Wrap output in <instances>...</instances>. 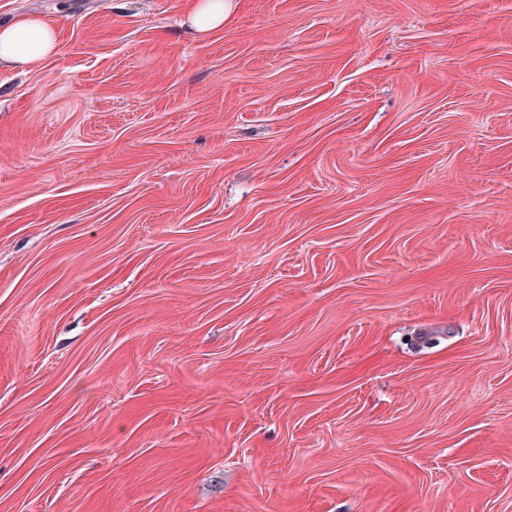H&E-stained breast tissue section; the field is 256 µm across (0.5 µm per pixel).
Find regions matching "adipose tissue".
<instances>
[{
    "label": "adipose tissue",
    "instance_id": "obj_1",
    "mask_svg": "<svg viewBox=\"0 0 512 512\" xmlns=\"http://www.w3.org/2000/svg\"><path fill=\"white\" fill-rule=\"evenodd\" d=\"M61 52L54 28L42 20L24 17L0 28V65L27 66Z\"/></svg>",
    "mask_w": 512,
    "mask_h": 512
}]
</instances>
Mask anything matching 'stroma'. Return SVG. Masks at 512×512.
Segmentation results:
<instances>
[{"mask_svg":"<svg viewBox=\"0 0 512 512\" xmlns=\"http://www.w3.org/2000/svg\"><path fill=\"white\" fill-rule=\"evenodd\" d=\"M0 0V512H512V0ZM229 5L224 0H200L192 17V24L198 33L205 34L224 25ZM62 52L53 27L24 17L0 28V65L27 66Z\"/></svg>","mask_w":512,"mask_h":512,"instance_id":"stroma-1","label":"stroma"}]
</instances>
